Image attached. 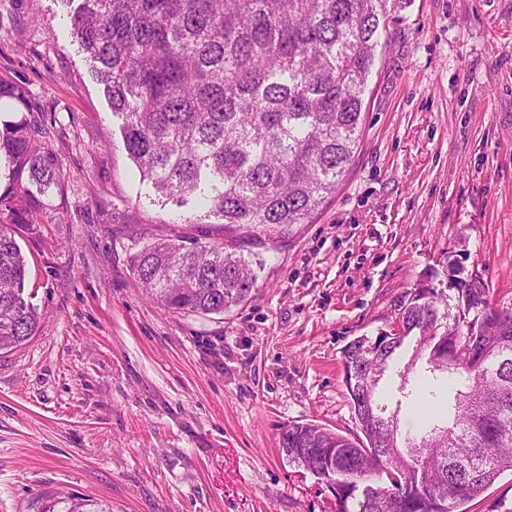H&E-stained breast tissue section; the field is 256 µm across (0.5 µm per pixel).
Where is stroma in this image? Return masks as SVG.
Segmentation results:
<instances>
[{
    "mask_svg": "<svg viewBox=\"0 0 512 512\" xmlns=\"http://www.w3.org/2000/svg\"><path fill=\"white\" fill-rule=\"evenodd\" d=\"M62 0H0V129L41 128L60 187L15 225L40 324L0 353V512L41 489L112 512H336L282 429L360 431L342 351L417 278L459 262L512 306V0H407L379 45L335 198L257 255L221 314L150 300L133 258L221 238L139 180Z\"/></svg>",
    "mask_w": 512,
    "mask_h": 512,
    "instance_id": "1",
    "label": "stroma"
}]
</instances>
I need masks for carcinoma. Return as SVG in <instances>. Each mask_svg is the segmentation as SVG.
<instances>
[{"label":"carcinoma","instance_id":"1","mask_svg":"<svg viewBox=\"0 0 512 512\" xmlns=\"http://www.w3.org/2000/svg\"><path fill=\"white\" fill-rule=\"evenodd\" d=\"M403 0H79L72 37L87 55L125 150L154 201L207 202L224 241L155 242L134 257L168 310L220 314L256 281L242 239L277 240L336 193L361 142L364 96L381 33ZM39 131L8 125L0 158L13 187L0 214L25 211L63 176ZM27 261L0 225V350L36 333ZM414 340L406 362L397 354ZM362 436L285 427L288 462L333 489L336 512H463L512 471V307L451 260L393 300L388 328L342 351ZM397 371L388 409L384 379ZM419 432H402L403 408ZM27 512H110L73 491H40Z\"/></svg>","mask_w":512,"mask_h":512}]
</instances>
